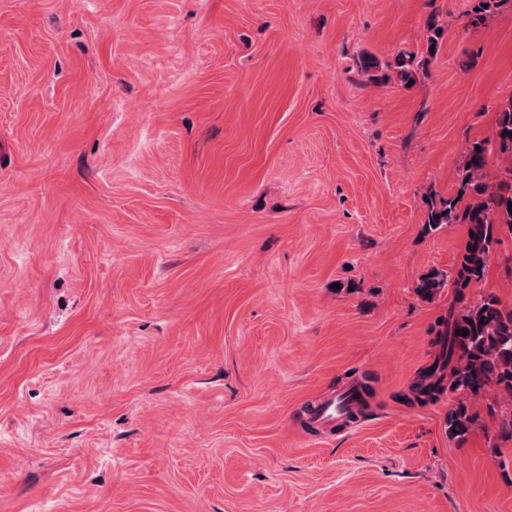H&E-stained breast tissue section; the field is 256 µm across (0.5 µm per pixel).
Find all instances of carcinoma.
Listing matches in <instances>:
<instances>
[{"instance_id":"1","label":"carcinoma","mask_w":512,"mask_h":512,"mask_svg":"<svg viewBox=\"0 0 512 512\" xmlns=\"http://www.w3.org/2000/svg\"><path fill=\"white\" fill-rule=\"evenodd\" d=\"M512 0H478L471 23L488 22ZM423 62L408 52L388 65L399 81L408 83ZM502 162L495 180L486 181L485 168L490 155ZM512 98L500 105L492 138L470 143L464 153L458 193L431 203L425 224L434 232L447 224L466 229L464 247L449 272L432 270L419 279L417 295L433 300L448 282L462 298L483 280L497 235L512 234ZM468 330L469 335L461 334ZM434 344L439 346L435 360L422 372L412 393L420 402L437 398L444 391L462 396L448 412L449 435L463 440L474 429L476 417L465 399L476 397L494 386L499 394L512 399V308L494 294L473 304L448 307L435 327Z\"/></svg>"}]
</instances>
